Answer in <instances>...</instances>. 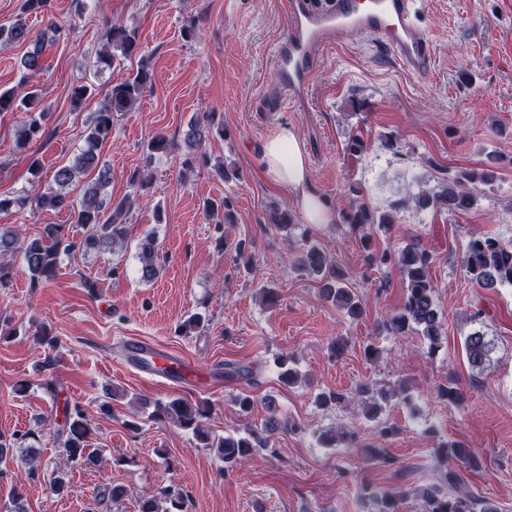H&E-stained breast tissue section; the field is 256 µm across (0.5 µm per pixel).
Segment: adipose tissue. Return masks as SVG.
Wrapping results in <instances>:
<instances>
[{"instance_id": "1", "label": "adipose tissue", "mask_w": 512, "mask_h": 512, "mask_svg": "<svg viewBox=\"0 0 512 512\" xmlns=\"http://www.w3.org/2000/svg\"><path fill=\"white\" fill-rule=\"evenodd\" d=\"M261 162L266 177L292 197L306 223L331 222V205L310 189L307 155L294 127L280 126L268 136L262 145Z\"/></svg>"}]
</instances>
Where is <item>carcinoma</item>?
<instances>
[{
  "instance_id": "1",
  "label": "carcinoma",
  "mask_w": 512,
  "mask_h": 512,
  "mask_svg": "<svg viewBox=\"0 0 512 512\" xmlns=\"http://www.w3.org/2000/svg\"><path fill=\"white\" fill-rule=\"evenodd\" d=\"M70 36V29L53 24L39 35L31 36L30 29L22 18H18L7 26L0 24V39L13 42L29 43L31 49L23 57L22 67L33 76L43 68L42 55L47 42H54ZM138 36L135 30L114 22L106 34V43L96 52V71L103 72L112 68L118 58H130L138 50ZM153 74L142 65L136 73L124 81L113 85L105 94L95 115L90 130L85 136L83 148L73 160L54 173V182L58 189L49 194L34 196L0 197V212L13 208L23 211L31 202L39 206L69 211L71 223L85 228L83 237L74 241L64 233L62 225H48L40 237L31 240L21 238L17 229L8 226L0 227V258L5 255L18 254L25 264L32 282L37 288L41 284L56 277L59 269L60 255H74L78 252L87 253L101 247L124 245L127 236V225L123 224L126 201L117 203L105 197L104 190L112 182L110 167L100 157L101 145L111 138L114 120L119 114L131 111L142 98L147 88L152 85ZM23 111L28 119L16 131V144L19 148L26 147L32 140L43 133L46 112L41 107L39 90L32 87L19 95L14 90L0 91V114L3 112ZM224 139V124L211 117L206 120L191 119L185 134L182 165L186 172H193L202 164L209 163L200 147L208 141ZM89 177L82 185V196L74 199L69 187L78 176ZM495 175L491 171H460L446 179L442 190L432 193L422 191L411 197L414 206L419 209L428 207L445 208L450 212L469 209L482 186L493 183ZM208 217L219 224L234 222L233 204L230 199L208 200L204 204ZM347 223L351 229H362L367 225L391 224L393 217L389 213L376 214L370 206L361 202L349 204L346 213ZM361 242L368 251L367 264L377 267H395L404 279V301L394 315L384 322V327L394 335L413 332L421 335L429 343V349L439 348L444 334L443 321L433 299V283L430 268L433 256L425 249L408 245L396 252L383 250L372 251L370 236L362 235ZM158 245L151 236H146L138 243V259L141 264V278L152 280L158 274ZM464 267L471 279L486 287L496 285L512 286V243L503 242L494 237H473L469 240L464 257ZM298 270L322 283V294L336 307L343 309L352 318L363 313L362 302L347 286L346 275L314 245L301 251L297 258ZM468 364L478 370L484 369L489 355L490 344L483 333L476 331L466 337L464 343ZM292 359L281 355L277 358V368L281 379L294 384L298 381V372L290 366ZM356 402L364 410L367 419L375 421L379 418L383 404L388 396L374 394L366 385L360 386L351 396L332 394L325 396L322 403ZM271 417L264 426V434L251 429L234 430L219 438H210L205 431L202 420L206 415V407L192 404L186 399L177 398L166 402H154L149 417L172 424L178 428L192 431L201 440H211L208 447L216 449L219 460L231 466L243 457L268 447L270 434L284 427L292 431L300 430V426L288 420L282 422L276 417L274 400L267 403ZM66 431L64 447L71 457L81 456L94 463L98 460L95 452L87 451L85 439L88 428L84 423V413L79 406L66 410L63 425ZM323 441L330 447L343 445L348 448L361 447L360 437L353 431H337L327 433ZM437 459L441 470V485H432L417 490L422 502L421 512H496L487 502H479L472 495L466 476L460 465L471 468L479 467L477 456L463 444L458 442H442L437 448ZM368 497L374 494L363 489ZM409 495L407 491L398 493L384 492L376 498L378 512H397L400 499ZM139 512H183V499L179 491L168 486L160 491V495L145 497L139 504Z\"/></svg>"
}]
</instances>
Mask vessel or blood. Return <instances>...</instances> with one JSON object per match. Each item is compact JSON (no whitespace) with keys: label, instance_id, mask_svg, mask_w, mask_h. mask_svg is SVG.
Returning <instances> with one entry per match:
<instances>
[{"label":"vessel or blood","instance_id":"obj_1","mask_svg":"<svg viewBox=\"0 0 512 512\" xmlns=\"http://www.w3.org/2000/svg\"><path fill=\"white\" fill-rule=\"evenodd\" d=\"M417 5L418 0H288V30L273 49L280 81L266 95L269 107L300 99L320 51L357 36L382 44L409 73L427 74L433 55L416 20Z\"/></svg>","mask_w":512,"mask_h":512}]
</instances>
